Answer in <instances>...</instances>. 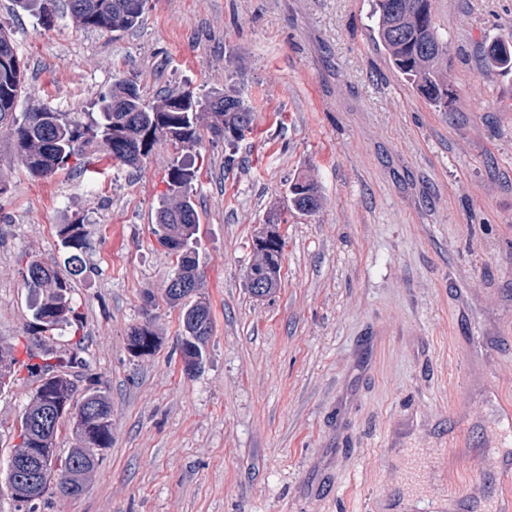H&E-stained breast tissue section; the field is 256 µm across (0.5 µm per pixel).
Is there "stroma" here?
<instances>
[{
	"label": "stroma",
	"instance_id": "35a3bbf8",
	"mask_svg": "<svg viewBox=\"0 0 512 512\" xmlns=\"http://www.w3.org/2000/svg\"><path fill=\"white\" fill-rule=\"evenodd\" d=\"M51 24L0 0L25 75L21 108L93 112L113 79L146 101L232 90L255 116L234 145L157 141L144 163L96 155L31 177L0 134V346L33 338L25 261L63 262L57 231L83 219L88 270L64 337L112 404V446L79 495L16 502L6 462L29 389L0 390V512H407L403 454L467 491L499 493L512 453V76L487 45L512 38V0H433L448 45L450 111L394 70L371 38V0H148L115 36ZM198 169L196 249L212 335L186 372L174 261L153 233L172 167ZM310 176L322 207H288ZM281 212V281L254 297L253 240ZM150 324L155 353L129 350Z\"/></svg>",
	"mask_w": 512,
	"mask_h": 512
}]
</instances>
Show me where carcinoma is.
I'll use <instances>...</instances> for the list:
<instances>
[{
  "label": "carcinoma",
  "instance_id": "obj_1",
  "mask_svg": "<svg viewBox=\"0 0 512 512\" xmlns=\"http://www.w3.org/2000/svg\"><path fill=\"white\" fill-rule=\"evenodd\" d=\"M23 11H37L44 22L51 20L42 0H14ZM147 0H69L73 20L84 28L119 33L140 25ZM432 0H372L373 36L383 48L394 69L416 90L443 111L452 104L448 88V47L432 21ZM489 66L503 75L512 74V44L497 41L485 50ZM24 92L23 69L12 37L0 29V129L11 139L15 155L33 177L47 178L83 156L90 143L99 144L114 162L139 166L155 141L164 138L177 148H193L206 128L214 141L233 143L242 139L239 130L254 122L253 112L237 96L210 94L196 96L190 90L171 93L156 104L144 103L137 87L123 79L112 83V90L101 97V112L89 122L79 112H52L45 109L17 112ZM196 171L175 166L169 173V192L156 212L155 234L159 243L175 257L172 276L189 283L193 291L201 284V272L194 244L199 218L191 197ZM289 199L299 211L314 199L322 206L317 184L305 177L289 186ZM61 248L67 254L68 268L54 262L31 258L27 269H37L38 277L25 282L33 296L32 335L44 336L62 330L78 320L72 299V277L87 264L89 243L85 226L76 221L58 231ZM256 259L248 274L267 283L264 295L278 287L279 256L283 242L276 229L258 237ZM183 332L180 349L187 372L197 370L196 357L212 334L210 312L202 301L182 308ZM159 337L145 324L129 333V348L141 356L154 352ZM26 365L29 401L20 422L31 424L20 430V442L11 455L7 471L27 448L40 449L47 479H56L58 491L75 496L83 490L84 479L99 465L103 449L112 445V409L106 391L94 384L79 387L72 369L83 365L78 354L40 344L30 351ZM14 357L11 349H0V386L14 383ZM73 407L68 417L78 447L62 459L56 448L58 429L37 422L48 408Z\"/></svg>",
  "mask_w": 512,
  "mask_h": 512
}]
</instances>
